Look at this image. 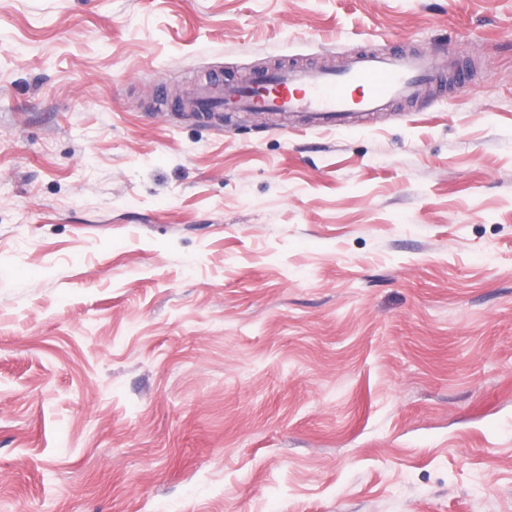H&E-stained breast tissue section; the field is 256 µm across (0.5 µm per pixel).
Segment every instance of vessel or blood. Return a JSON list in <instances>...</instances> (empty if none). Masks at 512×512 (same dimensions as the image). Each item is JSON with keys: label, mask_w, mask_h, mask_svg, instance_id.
Instances as JSON below:
<instances>
[{"label": "vessel or blood", "mask_w": 512, "mask_h": 512, "mask_svg": "<svg viewBox=\"0 0 512 512\" xmlns=\"http://www.w3.org/2000/svg\"><path fill=\"white\" fill-rule=\"evenodd\" d=\"M441 71V63L425 52L358 51L337 68L290 65L259 72L243 84L216 78L198 87L190 106L199 112L299 114L343 127L359 114L414 99Z\"/></svg>", "instance_id": "vessel-or-blood-1"}]
</instances>
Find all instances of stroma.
I'll use <instances>...</instances> for the list:
<instances>
[{
    "label": "stroma",
    "mask_w": 512,
    "mask_h": 512,
    "mask_svg": "<svg viewBox=\"0 0 512 512\" xmlns=\"http://www.w3.org/2000/svg\"><path fill=\"white\" fill-rule=\"evenodd\" d=\"M453 43L353 128L176 103ZM0 512H512V0H0Z\"/></svg>",
    "instance_id": "stroma-1"
}]
</instances>
